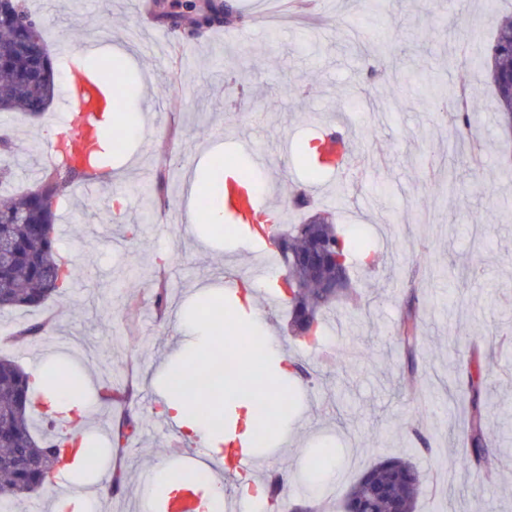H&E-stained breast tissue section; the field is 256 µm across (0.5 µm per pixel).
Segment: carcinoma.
<instances>
[{
  "instance_id": "cac0c4a2",
  "label": "carcinoma",
  "mask_w": 512,
  "mask_h": 512,
  "mask_svg": "<svg viewBox=\"0 0 512 512\" xmlns=\"http://www.w3.org/2000/svg\"><path fill=\"white\" fill-rule=\"evenodd\" d=\"M219 13L222 18L210 23L207 29L227 21L224 5L217 0H193L179 14L183 34L199 38L205 30L199 20ZM482 68L497 102V112L505 128L512 127V17L500 18L488 55ZM102 80H120L124 75L118 61L98 64ZM58 90V73L44 45L42 25L19 0L12 11L0 16V112H20L29 117L44 114L53 103ZM473 106L466 90L455 93L456 124H469ZM113 129H94L92 148L82 153L83 163L75 167L60 161L33 183L31 188L0 204V238L12 248L14 259L0 265V310L38 308L59 296L71 278L68 264L59 254L56 236V207L70 192L74 178L88 165L104 171L112 164ZM326 146L323 139L307 148L302 163L312 178L337 167L319 154ZM282 240L284 267L290 266V255L315 252L322 262L315 268L299 266L290 271L297 286L286 290L292 331L309 341L318 342L322 336L320 316L334 300L351 296L352 289L329 288L334 277L336 261L350 267L356 256L365 266L374 265L369 244L354 240L337 231L334 218L328 212L309 216L301 224L291 225L288 233L276 232ZM415 316L403 322L400 342L407 352L409 373H414V353L419 344ZM477 352L460 370L458 383L468 395L469 412L467 435L461 453V466L477 468L489 463L494 455L485 437L487 405L483 399L481 367H472ZM32 375L14 361L0 357V480L8 490L0 493V509H6L19 499L47 483L49 476L62 463L63 445L67 438H39L32 431ZM422 475L408 457H388L364 470L350 485L337 512H355L363 506L369 512H391L399 506L406 512H416L421 493Z\"/></svg>"
}]
</instances>
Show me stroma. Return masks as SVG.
Listing matches in <instances>:
<instances>
[{"instance_id":"35a3bbf8","label":"stroma","mask_w":512,"mask_h":512,"mask_svg":"<svg viewBox=\"0 0 512 512\" xmlns=\"http://www.w3.org/2000/svg\"><path fill=\"white\" fill-rule=\"evenodd\" d=\"M229 2L228 26L239 36L218 26L187 39L149 0H23L43 25L57 71L65 69L59 42L82 26L89 38L111 39L113 59L139 93L111 177L96 196L73 191L59 205L58 221L69 227L60 252L76 267L69 286L42 308L0 312V329L47 325L35 339L0 344V356L35 376L64 363L80 370L84 427L100 456L90 480L56 475L15 512L49 510L59 494L89 496L92 512H139L156 492L148 472L192 464L189 442L150 426L166 394L164 364L180 354V321L200 303L199 288L223 289L228 270L247 278L255 261L243 239L205 234L186 220L189 188L218 156L252 175L284 224L300 221L291 197L301 187L378 256L374 267L351 269L359 302L341 299L325 313L320 346L293 335L287 306L270 308L287 361L308 375H289L288 424L259 448L265 463L254 481L276 471L283 500L333 502L375 456L408 453L423 474L416 512H512V176L504 168L512 140L475 61L512 0H401L366 33L352 24L369 15V0ZM258 5L268 23L253 31ZM411 70L442 88L466 83L477 103L468 128L407 82ZM148 101L158 110L147 117ZM61 109L53 103L36 119L0 114L15 157L11 190L44 171ZM336 120L349 127L350 159L309 179L300 149ZM256 151L265 168L254 165ZM160 275L168 284L163 315L154 308ZM411 307L423 336L413 375L399 341ZM479 335L494 340L484 398L498 452L477 476L457 463L467 408L454 378ZM128 383V402L96 396ZM126 415L140 433L117 448L112 439ZM326 447L335 464L313 473L311 459ZM117 466L125 482L115 492Z\"/></svg>"}]
</instances>
